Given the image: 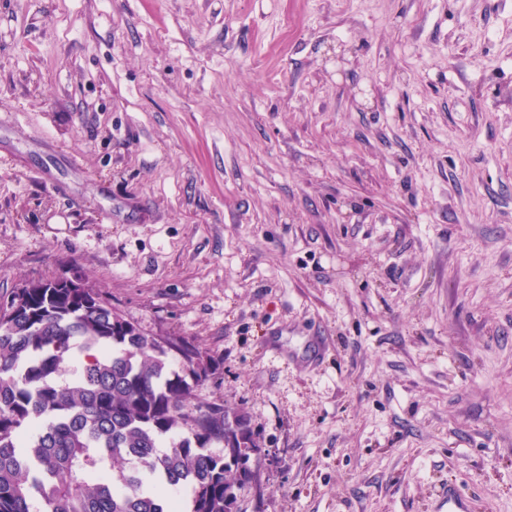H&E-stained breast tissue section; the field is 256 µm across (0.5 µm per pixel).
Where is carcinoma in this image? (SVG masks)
I'll return each instance as SVG.
<instances>
[{
  "label": "carcinoma",
  "instance_id": "1",
  "mask_svg": "<svg viewBox=\"0 0 512 512\" xmlns=\"http://www.w3.org/2000/svg\"><path fill=\"white\" fill-rule=\"evenodd\" d=\"M0 301V512H238L258 436L199 389L207 353L157 338L96 288L58 276ZM179 360L180 367L172 368ZM221 450H215V446Z\"/></svg>",
  "mask_w": 512,
  "mask_h": 512
}]
</instances>
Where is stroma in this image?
Segmentation results:
<instances>
[{
  "label": "stroma",
  "mask_w": 512,
  "mask_h": 512,
  "mask_svg": "<svg viewBox=\"0 0 512 512\" xmlns=\"http://www.w3.org/2000/svg\"><path fill=\"white\" fill-rule=\"evenodd\" d=\"M60 275L219 362L240 512H512V0H0V296Z\"/></svg>",
  "instance_id": "stroma-1"
}]
</instances>
